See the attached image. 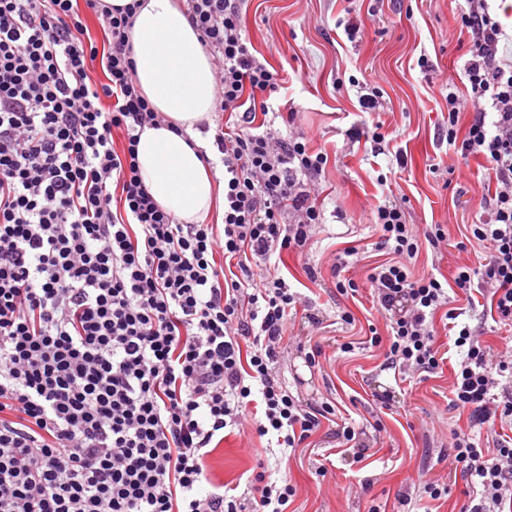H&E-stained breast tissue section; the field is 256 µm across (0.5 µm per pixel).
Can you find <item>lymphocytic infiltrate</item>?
<instances>
[{"label": "lymphocytic infiltrate", "instance_id": "lymphocytic-infiltrate-1", "mask_svg": "<svg viewBox=\"0 0 512 512\" xmlns=\"http://www.w3.org/2000/svg\"><path fill=\"white\" fill-rule=\"evenodd\" d=\"M217 63L216 99L239 129L216 128L224 166V222L180 224L143 185L139 130L156 124L134 79L129 28L136 4L0 0V512H288L296 495L267 465L247 496L214 482L207 457L225 430L275 435L282 459L336 405L308 402L280 374L293 310L310 301L280 275L304 252L321 211L309 184L328 163L296 136L259 129L279 75L242 36V0H185ZM104 22L107 46L86 24ZM464 65L473 117L461 157L483 156L495 193L488 222L469 227L486 256L454 282L485 293L512 323V59L487 0H470ZM100 66L106 80L92 77ZM121 141H114V132ZM372 222L391 260L367 275L385 333H372L389 367L414 376L445 363L434 324L444 311L459 360L448 406L473 425L512 420V345L492 357L448 305V289L418 274V230L387 201ZM448 472L465 482L461 512L512 501V435L484 444L457 431Z\"/></svg>", "mask_w": 512, "mask_h": 512}]
</instances>
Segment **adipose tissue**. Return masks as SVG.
Returning a JSON list of instances; mask_svg holds the SVG:
<instances>
[{
    "label": "adipose tissue",
    "mask_w": 512,
    "mask_h": 512,
    "mask_svg": "<svg viewBox=\"0 0 512 512\" xmlns=\"http://www.w3.org/2000/svg\"><path fill=\"white\" fill-rule=\"evenodd\" d=\"M130 30L136 83L159 116L137 146L139 174L154 202L182 224L224 211V180L200 150L216 106L215 73L180 0H140Z\"/></svg>",
    "instance_id": "obj_1"
}]
</instances>
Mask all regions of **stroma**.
<instances>
[{
  "label": "stroma",
  "instance_id": "35a3bbf8",
  "mask_svg": "<svg viewBox=\"0 0 512 512\" xmlns=\"http://www.w3.org/2000/svg\"><path fill=\"white\" fill-rule=\"evenodd\" d=\"M244 25L257 57L278 71L281 87L272 96L280 116L273 126L291 129L304 137L310 151L325 152L328 164L316 181L314 193L321 205L322 222L304 254L283 255L280 266L294 288L316 301L322 320L314 328L305 318L293 320L284 341L288 354L281 372L292 392L304 398L334 399L344 417L357 423L382 420L384 429L363 462L338 448L328 429L311 438V445L297 449L288 462L296 488L291 512H399L398 496L424 480H447L441 458L448 452L452 432L468 429L469 415L448 408L452 365L422 382L396 381L383 369L382 349L364 342L368 324L384 327L375 310L366 276L371 263L384 260L376 250L378 240L372 210L383 198L405 206L414 224H443L447 246H423L416 261L419 273L453 279L458 267L475 265L484 249L466 243V227L487 218L481 199L496 188L489 163L480 156L461 158L448 148V103L439 92L449 84L462 106L456 126L465 137L472 119L470 87L464 75L471 36L462 23L466 0H247ZM359 24L356 41H349L337 20ZM427 57L428 68L418 60ZM378 91L379 106L365 111L361 86ZM291 113L284 124L282 113ZM381 123L386 135L383 153L372 142L348 138L352 128ZM406 168H398L397 157ZM390 176L391 193L383 195L379 179ZM367 250V259L349 269L359 285L355 297H344L334 288L332 266L344 248ZM314 268L309 278L306 268ZM451 306L463 309V319L482 334L492 352L512 340V327L498 323L490 313V300L449 287ZM350 310L353 324L342 323L340 309ZM323 346L322 370L305 361L308 337ZM355 343L352 353L338 351V344ZM390 389L394 413L375 400L377 392ZM266 438H245L225 433L208 458L212 476L236 486L257 464V449ZM332 464L326 476L317 470L323 456Z\"/></svg>",
  "mask_w": 512,
  "mask_h": 512
}]
</instances>
